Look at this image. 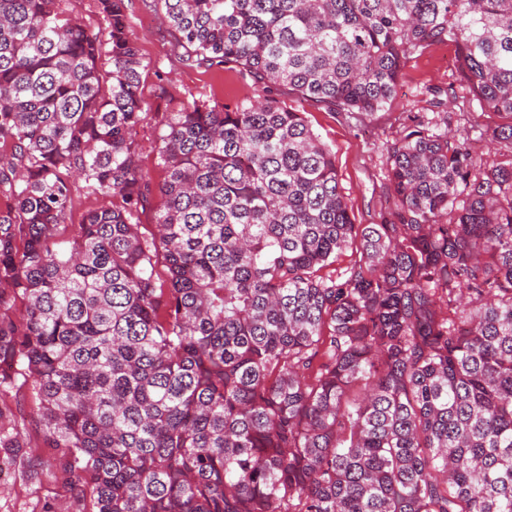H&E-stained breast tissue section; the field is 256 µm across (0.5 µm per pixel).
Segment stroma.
<instances>
[{"label": "stroma", "mask_w": 512, "mask_h": 512, "mask_svg": "<svg viewBox=\"0 0 512 512\" xmlns=\"http://www.w3.org/2000/svg\"><path fill=\"white\" fill-rule=\"evenodd\" d=\"M128 34L146 68L142 72V96L150 120L140 132L141 165L153 182L164 174L156 165L157 126L165 113L178 111L194 96L216 108H235L254 96L250 77L221 66L188 64L172 50V36L159 10L150 0H125ZM281 106L305 113L315 133L331 148L341 192L357 224H376L391 201L386 191L389 144L402 136L414 117L439 122L446 111L455 117L452 129L468 137L472 149L485 162H498L512 152L507 143L493 140L495 127L507 124L506 115L481 107L460 81L451 46L433 45L415 54L403 68L391 105L370 115L337 112L326 106L279 91ZM33 452L46 468L0 485V512H32L37 500L63 501V490L51 476L56 451L44 447L37 430H29Z\"/></svg>", "instance_id": "35a3bbf8"}]
</instances>
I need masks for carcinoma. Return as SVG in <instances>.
<instances>
[{
    "label": "carcinoma",
    "instance_id": "cac0c4a2",
    "mask_svg": "<svg viewBox=\"0 0 512 512\" xmlns=\"http://www.w3.org/2000/svg\"><path fill=\"white\" fill-rule=\"evenodd\" d=\"M154 2L258 95L169 113L157 184L125 0H96L103 41L69 0H0V473L44 467L5 401L26 388L72 512H512V154L420 120L355 224L275 97L378 112L449 43L512 116V0ZM80 193L103 204L70 224Z\"/></svg>",
    "mask_w": 512,
    "mask_h": 512
}]
</instances>
